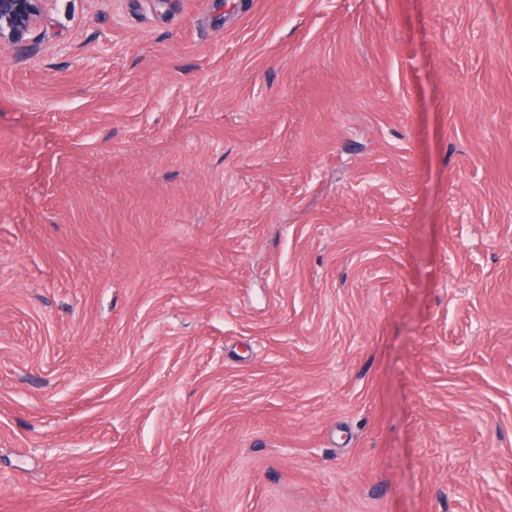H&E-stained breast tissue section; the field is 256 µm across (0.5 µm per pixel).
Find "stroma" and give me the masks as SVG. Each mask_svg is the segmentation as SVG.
<instances>
[{
	"mask_svg": "<svg viewBox=\"0 0 512 512\" xmlns=\"http://www.w3.org/2000/svg\"><path fill=\"white\" fill-rule=\"evenodd\" d=\"M0 512H512V0L0 49Z\"/></svg>",
	"mask_w": 512,
	"mask_h": 512,
	"instance_id": "1",
	"label": "stroma"
}]
</instances>
